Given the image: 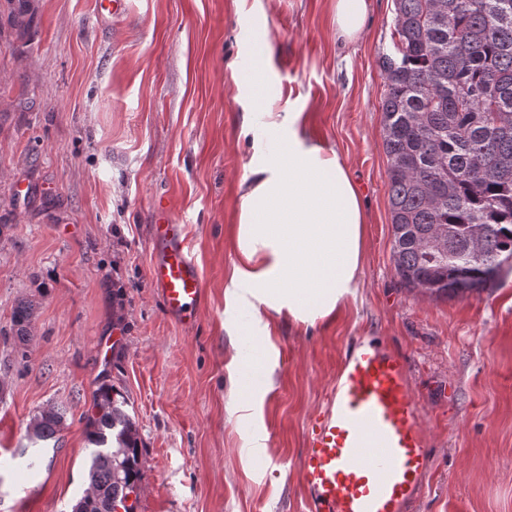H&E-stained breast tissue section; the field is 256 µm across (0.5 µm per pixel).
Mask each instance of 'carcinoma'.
<instances>
[{
    "mask_svg": "<svg viewBox=\"0 0 512 512\" xmlns=\"http://www.w3.org/2000/svg\"><path fill=\"white\" fill-rule=\"evenodd\" d=\"M381 67L396 274L437 298L481 292L512 269V0H394ZM34 318L33 302L17 303L23 346ZM125 406L111 384L94 391L88 490L72 512H134L142 460ZM63 423L42 410L28 439L52 440Z\"/></svg>",
    "mask_w": 512,
    "mask_h": 512,
    "instance_id": "carcinoma-1",
    "label": "carcinoma"
}]
</instances>
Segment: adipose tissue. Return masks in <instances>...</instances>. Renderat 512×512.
<instances>
[{
    "mask_svg": "<svg viewBox=\"0 0 512 512\" xmlns=\"http://www.w3.org/2000/svg\"><path fill=\"white\" fill-rule=\"evenodd\" d=\"M283 132L279 152L241 184L239 256L229 282L243 289L249 335L264 349V308H287L304 322L332 314L360 286L365 213L337 152L312 143L296 112H270Z\"/></svg>",
    "mask_w": 512,
    "mask_h": 512,
    "instance_id": "1",
    "label": "adipose tissue"
}]
</instances>
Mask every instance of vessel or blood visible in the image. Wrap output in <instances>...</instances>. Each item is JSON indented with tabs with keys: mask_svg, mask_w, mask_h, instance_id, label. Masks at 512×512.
I'll return each mask as SVG.
<instances>
[{
	"mask_svg": "<svg viewBox=\"0 0 512 512\" xmlns=\"http://www.w3.org/2000/svg\"><path fill=\"white\" fill-rule=\"evenodd\" d=\"M148 281L166 316L200 315L203 277L188 227L156 206ZM403 356L364 341L347 353L301 460L307 512H406L428 468L422 417Z\"/></svg>",
	"mask_w": 512,
	"mask_h": 512,
	"instance_id": "1",
	"label": "vessel or blood"
}]
</instances>
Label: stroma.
Segmentation results:
<instances>
[{"label": "stroma", "instance_id": "35a3bbf8", "mask_svg": "<svg viewBox=\"0 0 512 512\" xmlns=\"http://www.w3.org/2000/svg\"><path fill=\"white\" fill-rule=\"evenodd\" d=\"M127 3L110 20L98 0H30L18 28L0 0V512H71L103 382L136 421L135 512H305L307 429L362 336L405 356L421 411L429 469L408 512H512V273L435 298L404 287L392 259L380 62L394 0H370L352 42L336 33L335 0ZM256 15L273 48L272 63L252 62L264 88L338 153L365 199V237L357 296L311 325L267 311L268 350L252 356L232 338L250 316L225 291L239 185L271 134L244 73ZM160 197L188 225L203 276L191 326L148 285ZM23 299L37 306L25 346L8 335ZM116 333L100 362L98 338ZM53 406L67 418L31 484L1 450L19 451Z\"/></svg>", "mask_w": 512, "mask_h": 512}]
</instances>
